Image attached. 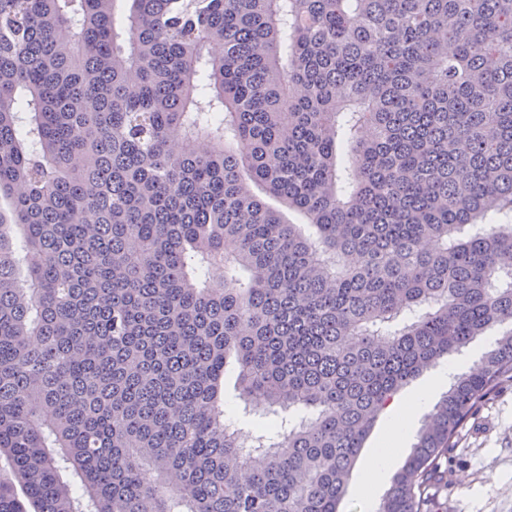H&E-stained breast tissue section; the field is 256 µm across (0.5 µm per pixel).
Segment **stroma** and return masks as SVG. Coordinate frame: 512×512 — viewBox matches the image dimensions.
Masks as SVG:
<instances>
[{"label":"stroma","mask_w":512,"mask_h":512,"mask_svg":"<svg viewBox=\"0 0 512 512\" xmlns=\"http://www.w3.org/2000/svg\"><path fill=\"white\" fill-rule=\"evenodd\" d=\"M496 337L493 330L476 337L461 352L424 371L394 396L364 444L339 506L340 512H377L423 421L447 391L454 375L479 361ZM416 392L426 394V405L413 416L386 473L374 482H367L368 461L385 440L398 406ZM442 465L448 470V484L433 491L429 512H512L511 381L495 387L481 401L473 417L459 427L454 446Z\"/></svg>","instance_id":"1"}]
</instances>
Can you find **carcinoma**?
<instances>
[{"label": "carcinoma", "instance_id": "cac0c4a2", "mask_svg": "<svg viewBox=\"0 0 512 512\" xmlns=\"http://www.w3.org/2000/svg\"><path fill=\"white\" fill-rule=\"evenodd\" d=\"M1 196L0 512H339L394 395L509 324L378 508L425 512L512 380V0H0ZM230 358L316 413L245 446ZM237 371L233 364H228L224 372V412L225 417L232 416L238 427L244 431H252L258 416L245 412V404L239 398L237 390Z\"/></svg>", "mask_w": 512, "mask_h": 512}]
</instances>
